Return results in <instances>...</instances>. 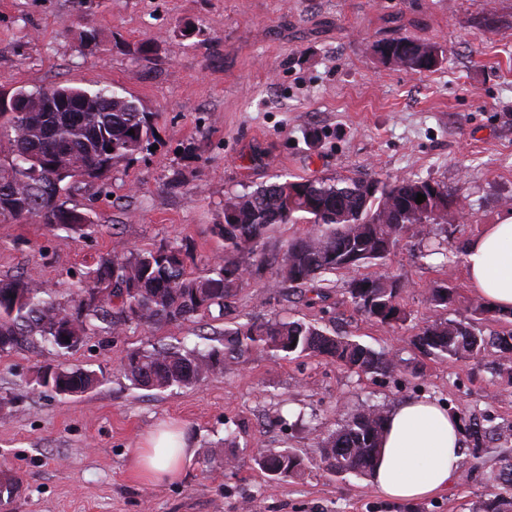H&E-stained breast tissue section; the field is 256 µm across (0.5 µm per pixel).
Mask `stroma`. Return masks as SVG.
Masks as SVG:
<instances>
[{"label":"stroma","instance_id":"obj_1","mask_svg":"<svg viewBox=\"0 0 512 512\" xmlns=\"http://www.w3.org/2000/svg\"><path fill=\"white\" fill-rule=\"evenodd\" d=\"M92 27L96 42L82 43ZM400 36L440 46L434 71L389 65L376 43ZM63 84H109L134 97L155 129L149 148L117 161L110 195L75 194L100 226L95 238L61 240L46 224H0V279L29 272L50 294L110 254L115 242L152 249L186 245L188 268L224 253L215 227L224 203L282 177H420L466 205L435 225L462 247L496 223L512 198V0H0V93ZM180 189H169L172 179ZM283 224L264 241V268L238 284L228 315L181 325L87 336L68 354L24 345L0 355V512H472L491 492L502 444L473 468L464 446L448 490L415 502L381 496L368 478L334 477L309 464L303 477L274 480L256 448L309 453L316 433L371 402L385 410L428 397L491 425L512 422V379L466 360L440 361L411 342L414 326L471 318L483 332L512 331V316L477 315L464 257L428 255L405 235L380 265L404 285L406 323L366 320L336 277L325 299L278 280L288 241ZM453 290L434 308V285ZM290 317L336 328L403 360L394 373L357 375L322 358L279 359L255 350L224 374L165 392L124 376L127 352L183 343L205 346L225 321ZM102 373L74 397L34 390L39 367ZM186 432L192 456L178 481L148 485L131 469L136 448L160 424ZM236 436L238 466L205 463L209 446Z\"/></svg>","mask_w":512,"mask_h":512}]
</instances>
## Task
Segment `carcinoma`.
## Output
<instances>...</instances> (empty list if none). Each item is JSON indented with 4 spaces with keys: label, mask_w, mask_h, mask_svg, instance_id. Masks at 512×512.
I'll return each instance as SVG.
<instances>
[{
    "label": "carcinoma",
    "mask_w": 512,
    "mask_h": 512,
    "mask_svg": "<svg viewBox=\"0 0 512 512\" xmlns=\"http://www.w3.org/2000/svg\"><path fill=\"white\" fill-rule=\"evenodd\" d=\"M397 60L418 59L434 45L402 36L376 45ZM56 86L18 89L12 97L14 112H0V147L8 160L0 164V224H49L66 233L93 237L99 225L71 202L74 191L99 180L112 161L131 158L154 135L147 113L111 85L81 89L84 99L72 112H48L45 97ZM134 134H128V131ZM112 151H107V148ZM367 178L284 180L261 186L224 202V223L215 225L224 239L225 258L214 259L196 272L185 265L183 245L173 242L156 249H128L116 243L112 254L101 258L58 298L41 288L32 275L0 279V353L24 344H48L59 351L70 345L61 336H85L92 330L119 335L135 326L182 324L213 306L227 308L238 283L250 266L233 259L248 256L264 262L263 241L279 224H308L305 237L291 240L279 261L284 280L311 285L323 297L333 287L332 276L378 265L399 239L412 234L430 241L427 255H448L443 242L432 241L436 218L415 215L417 194L444 196L455 208L459 201L441 185L422 178L377 181L369 191ZM403 285L385 274L353 277L345 294L368 320L390 327L407 321L400 298ZM429 299L445 308L450 288L437 285ZM413 344L426 356L482 361L494 353L512 358V332L477 330L464 319H440L418 328ZM254 350L275 358L324 357L355 373L386 374L399 369L390 352H376L352 338L302 320H248L224 327L219 344L204 350L181 345L143 347L126 357L125 374L135 386L156 390L188 387L223 374ZM101 382L94 371L55 368L35 380L47 393L77 383L89 390ZM388 414L375 404L363 403L346 414L340 427L316 438L314 459L329 474L366 476L374 469ZM473 447L493 440L512 439V426L503 430L473 417L465 422ZM254 464L279 479L301 474L303 459L287 449L263 448ZM492 496L474 512H512V454L500 455L491 475Z\"/></svg>",
    "instance_id": "cac0c4a2"
}]
</instances>
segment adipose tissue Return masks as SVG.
I'll return each instance as SVG.
<instances>
[{
  "instance_id": "obj_1",
  "label": "adipose tissue",
  "mask_w": 512,
  "mask_h": 512,
  "mask_svg": "<svg viewBox=\"0 0 512 512\" xmlns=\"http://www.w3.org/2000/svg\"><path fill=\"white\" fill-rule=\"evenodd\" d=\"M469 286L478 299L512 312V215L487 225L465 247ZM461 422L428 400H410L392 410L371 485L387 498L416 501L445 490L462 459ZM189 449L183 429L149 435L132 467L150 484L179 477Z\"/></svg>"
}]
</instances>
